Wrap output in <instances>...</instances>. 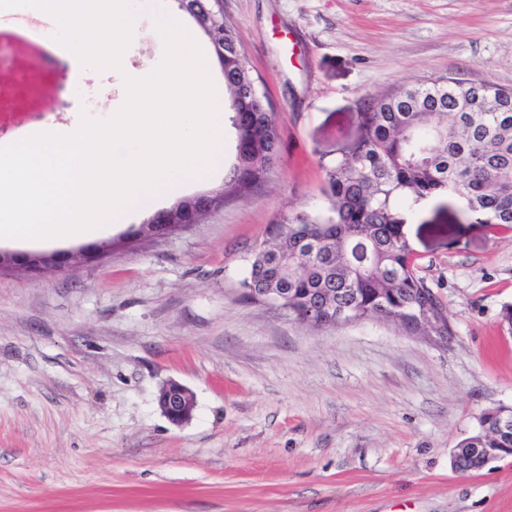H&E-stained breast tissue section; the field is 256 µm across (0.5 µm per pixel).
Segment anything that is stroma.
Segmentation results:
<instances>
[{"label": "stroma", "mask_w": 512, "mask_h": 512, "mask_svg": "<svg viewBox=\"0 0 512 512\" xmlns=\"http://www.w3.org/2000/svg\"><path fill=\"white\" fill-rule=\"evenodd\" d=\"M279 137L254 193L151 238L139 222L0 272V512H512V457L454 448L512 406V228L448 193L403 205L448 337L324 328L242 297L269 225L323 210L363 99L455 76L512 88V0H223ZM102 109L114 78L67 68ZM196 397L176 426L157 404ZM158 405L168 420L179 426L192 418L196 401L187 386L171 381L160 389Z\"/></svg>", "instance_id": "1"}]
</instances>
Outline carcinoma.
I'll use <instances>...</instances> for the list:
<instances>
[{"mask_svg":"<svg viewBox=\"0 0 512 512\" xmlns=\"http://www.w3.org/2000/svg\"><path fill=\"white\" fill-rule=\"evenodd\" d=\"M213 32L224 39V84L232 111H241L237 165L228 188L209 197L210 208L231 196L254 190L268 171L266 157L278 154L277 134L266 112L245 111L234 86L237 54L234 32L224 23L221 0H209ZM512 90L484 83L478 89L453 76L405 86L365 99V136L349 156L323 164L326 214H299L281 222L282 238L266 237L253 250L241 283L243 297L258 288L288 289V308L301 317L308 301L325 299L336 322L374 318L391 320L409 332L448 335V318L439 299L415 272L413 248L402 231L397 203L442 190L453 193L484 223L512 226ZM200 217L195 200L170 210L173 224ZM288 257V277L270 275L274 256ZM512 414L502 406L486 412L480 431L460 441L464 448H512V436L498 430Z\"/></svg>","mask_w":512,"mask_h":512,"instance_id":"carcinoma-1","label":"carcinoma"}]
</instances>
